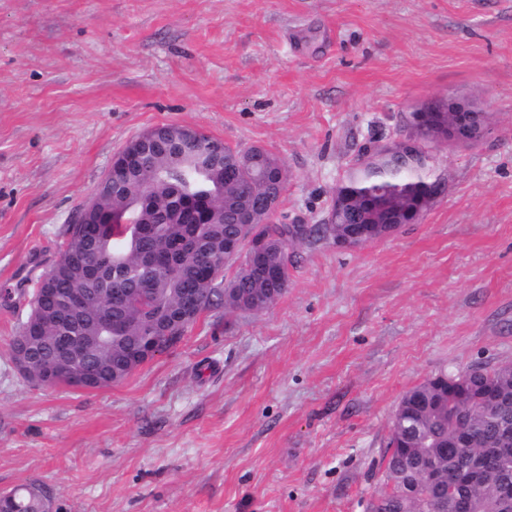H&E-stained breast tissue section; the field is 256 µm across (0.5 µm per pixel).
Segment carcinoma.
Listing matches in <instances>:
<instances>
[{
  "mask_svg": "<svg viewBox=\"0 0 512 512\" xmlns=\"http://www.w3.org/2000/svg\"><path fill=\"white\" fill-rule=\"evenodd\" d=\"M182 126H160L145 133L144 154L124 164L121 176L103 182L83 221L98 215L122 220L109 236L81 234L83 225L70 228L71 240L53 269L57 292L50 304L66 303L95 284L80 265L65 261L67 253L83 252L87 261L112 271L104 294H90L79 317L77 335L86 343L82 360L113 374L117 384L132 370L122 362L127 348L154 336L161 351L175 348L197 318L179 320L184 294L197 298L199 311L222 310L260 314L273 307L290 282V253L312 237L308 224L273 223L263 210H247L252 194L266 189L276 203L288 181L285 163L261 146L233 148L202 139L195 148H183ZM437 176L426 167L398 166L384 155L365 169H349L336 185V222L324 225L335 239L349 233L351 209H363L369 221L363 243L387 238L396 224L418 223L433 205ZM265 241L278 284L248 276L243 220ZM236 248L235 258L224 254ZM231 268V275L224 270ZM135 295L146 301L109 305V298ZM45 342L37 349L31 376L49 367L59 372L61 385L71 386L67 365L55 359L62 332L51 323L41 329ZM494 391L504 406L491 407L485 395ZM397 405L390 422L383 481H393L396 492L380 491L370 512H456L448 486L421 483L422 468L435 466L443 479L472 464L479 480L466 489L472 512H497L503 484L512 480V456L487 458L479 449L501 446L503 428L512 430V362L494 367L474 365L456 374L423 379ZM473 436L471 448H460L456 434ZM41 487L30 484L14 492L9 512H43Z\"/></svg>",
  "mask_w": 512,
  "mask_h": 512,
  "instance_id": "obj_1",
  "label": "carcinoma"
}]
</instances>
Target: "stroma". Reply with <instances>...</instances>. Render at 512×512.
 Wrapping results in <instances>:
<instances>
[{
    "label": "stroma",
    "instance_id": "1",
    "mask_svg": "<svg viewBox=\"0 0 512 512\" xmlns=\"http://www.w3.org/2000/svg\"><path fill=\"white\" fill-rule=\"evenodd\" d=\"M456 94L491 117L438 145L423 219L319 230L268 311L203 314L98 390L15 367L47 272L113 157L158 125L261 145L280 215L321 226L361 146ZM512 362V0H0V492L58 512H367L389 419L425 377ZM42 490L40 486L30 484L14 492L9 512H43Z\"/></svg>",
    "mask_w": 512,
    "mask_h": 512
}]
</instances>
